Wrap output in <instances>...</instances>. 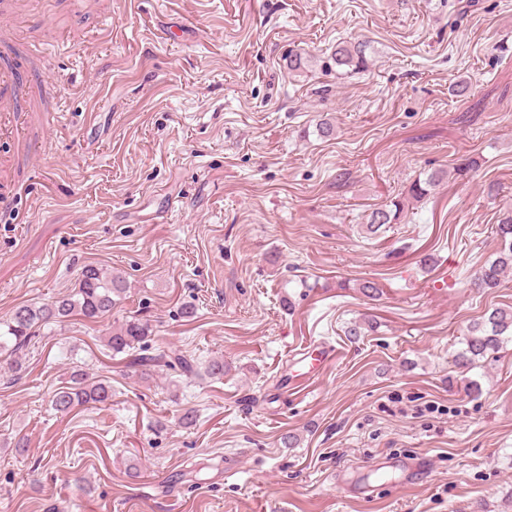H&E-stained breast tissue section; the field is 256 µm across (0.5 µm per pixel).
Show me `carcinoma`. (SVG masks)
<instances>
[{
	"label": "carcinoma",
	"mask_w": 512,
	"mask_h": 512,
	"mask_svg": "<svg viewBox=\"0 0 512 512\" xmlns=\"http://www.w3.org/2000/svg\"><path fill=\"white\" fill-rule=\"evenodd\" d=\"M370 46L363 41L337 45L331 60L338 68L360 71L369 64ZM444 173L434 171L424 180L414 184L412 197L421 199L427 196L432 187L442 180ZM401 206L393 204L389 209H377L368 219L367 229L375 231L386 224L398 221ZM497 236L501 241L498 256L476 271L472 284L476 288L492 289L500 285L502 277L512 270V216L501 220L497 225ZM128 289L126 277L119 271L104 270L88 265L78 278L75 291L57 298L50 304L41 306L20 305L9 319L0 322V354H8L6 362L0 361V371L18 373L24 361L21 352L28 347L36 329L52 322H64L73 316L85 320L101 319L125 297ZM152 326L146 321L133 317L115 326L108 332L105 342L113 355L124 354L129 365L139 369L140 375L150 377L161 367L179 366L186 378L208 377L220 379L227 371L224 357H214L203 364L182 353L144 354ZM512 339V309L495 308L481 321L467 328L463 348L455 355V365L470 369L490 354L501 350L503 344ZM112 397V386L105 380H88L83 372L72 373L71 385L53 394V409L68 415L80 407L104 404Z\"/></svg>",
	"instance_id": "cac0c4a2"
}]
</instances>
